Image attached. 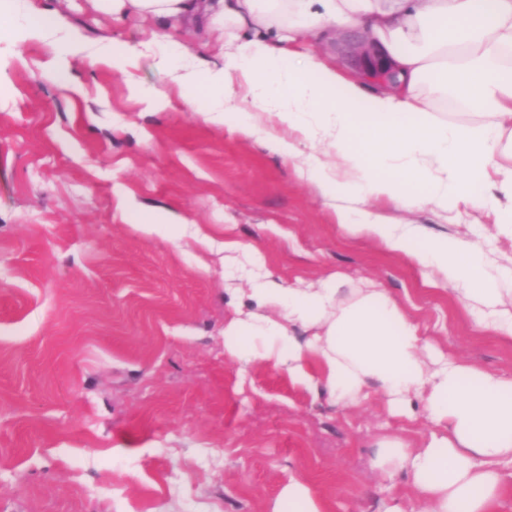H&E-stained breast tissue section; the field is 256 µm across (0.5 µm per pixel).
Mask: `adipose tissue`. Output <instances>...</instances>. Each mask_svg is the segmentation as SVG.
Listing matches in <instances>:
<instances>
[{"instance_id": "obj_1", "label": "adipose tissue", "mask_w": 512, "mask_h": 512, "mask_svg": "<svg viewBox=\"0 0 512 512\" xmlns=\"http://www.w3.org/2000/svg\"><path fill=\"white\" fill-rule=\"evenodd\" d=\"M89 2L117 20L172 28L139 47L90 52L77 35L57 34L55 15L36 12L27 28L53 33L51 69L65 72L70 58L88 52L125 75L145 64L164 78L184 71L187 105L206 100L212 120L294 161L351 236L448 281L512 338V308L486 276L478 245L390 223L372 208L386 201L405 212L487 209L512 228V0ZM349 26L360 31L357 78L314 50ZM182 27L215 40L212 58L190 60ZM378 72L392 82L367 93L366 77ZM448 96L476 123L431 110ZM250 293L255 310L224 330L234 357L286 372L348 407L377 385L396 415H420L434 427L422 447L389 442L378 452L405 470L422 512H496L512 483V379L424 347L417 324L377 288L342 301L335 283L289 288L268 272ZM296 326L312 336L295 339Z\"/></svg>"}]
</instances>
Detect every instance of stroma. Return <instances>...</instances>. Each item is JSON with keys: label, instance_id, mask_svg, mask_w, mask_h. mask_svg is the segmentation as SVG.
<instances>
[{"label": "stroma", "instance_id": "obj_1", "mask_svg": "<svg viewBox=\"0 0 512 512\" xmlns=\"http://www.w3.org/2000/svg\"><path fill=\"white\" fill-rule=\"evenodd\" d=\"M12 2L19 21L47 9L91 45L154 30L86 0ZM48 57L0 28V512H273L293 476L326 512H417L402 468L375 458L386 441L421 446L424 417L392 415L376 391L345 408L230 355L250 250L293 288L332 276L346 300L373 281L423 343L506 378L512 340L404 255L347 235L294 162L207 121L156 72L134 76L174 105L147 112L112 67L80 56L54 76ZM138 206L207 228L213 248L173 241L177 224L135 229ZM411 219L512 270V235L485 213Z\"/></svg>", "mask_w": 512, "mask_h": 512}]
</instances>
